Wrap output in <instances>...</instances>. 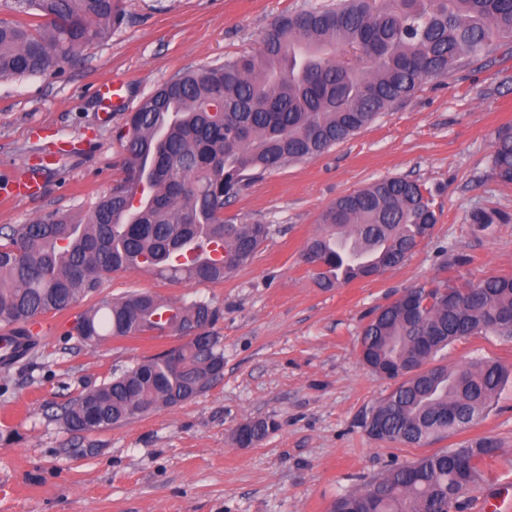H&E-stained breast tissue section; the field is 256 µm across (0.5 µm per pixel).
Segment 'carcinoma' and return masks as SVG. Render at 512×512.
Listing matches in <instances>:
<instances>
[{
    "instance_id": "carcinoma-1",
    "label": "carcinoma",
    "mask_w": 512,
    "mask_h": 512,
    "mask_svg": "<svg viewBox=\"0 0 512 512\" xmlns=\"http://www.w3.org/2000/svg\"><path fill=\"white\" fill-rule=\"evenodd\" d=\"M30 22L0 19V79L50 72L103 42L124 20L121 0H11ZM512 44V0H336L275 19L255 52L189 70L162 85L117 133L122 177L84 217L49 214L0 228V323L26 336L36 317L62 312L117 271L174 283H215L254 256L268 235L258 222L224 218V202L290 162L315 158L409 98L429 77ZM493 176L512 184V128L497 133ZM507 220L477 210L485 229ZM437 216L423 185L390 178L338 199L322 214L303 255L315 283L335 288L400 266ZM205 302L141 292L92 306L69 335L188 340L84 390L64 409L70 431L92 434L208 391L223 375L224 349L208 331ZM491 332L512 337V275L476 284L410 288L362 330L360 355L398 381L375 408L379 439L420 447L479 418L512 380L493 361L434 362L449 344ZM268 418L242 424L241 446L277 430ZM498 457L489 438L392 466L331 512H453L488 479Z\"/></svg>"
}]
</instances>
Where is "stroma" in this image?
I'll use <instances>...</instances> for the list:
<instances>
[{"mask_svg": "<svg viewBox=\"0 0 512 512\" xmlns=\"http://www.w3.org/2000/svg\"><path fill=\"white\" fill-rule=\"evenodd\" d=\"M332 0H122L125 21L61 69L0 79V186L40 168L42 194L0 205V226L59 212L83 217L121 176L116 131L162 84L189 69L258 50L271 22ZM127 84L125 105L104 113L96 89ZM512 127V48L501 47L447 78L423 81L402 105L322 155L266 173L224 207L225 217L267 224L253 261L219 283L178 284L141 272L103 279L85 306L149 292L219 312L211 328L224 374L207 392L84 434L61 420L86 387L179 343L70 336L78 308L38 316L37 348L0 364V512H329L337 496L392 465L488 437L499 445L487 482L466 495L512 489V384L474 422L410 448L371 438L364 426L394 383L360 359L362 328L379 306L440 280L476 283L512 275V185L491 175L499 130ZM404 178L432 194L438 221L399 267L374 279L318 287L302 254L338 197ZM508 222L479 230L477 210ZM454 366L490 360L512 368V339L481 333L437 355ZM278 428L259 444L235 442L248 421Z\"/></svg>", "mask_w": 512, "mask_h": 512, "instance_id": "obj_1", "label": "stroma"}]
</instances>
